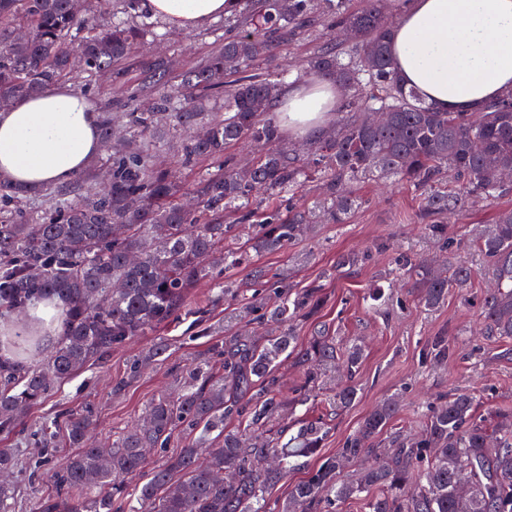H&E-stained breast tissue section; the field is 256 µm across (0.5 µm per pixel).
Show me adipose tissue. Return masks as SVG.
Listing matches in <instances>:
<instances>
[{
    "instance_id": "1",
    "label": "adipose tissue",
    "mask_w": 512,
    "mask_h": 512,
    "mask_svg": "<svg viewBox=\"0 0 512 512\" xmlns=\"http://www.w3.org/2000/svg\"><path fill=\"white\" fill-rule=\"evenodd\" d=\"M227 0H138L139 11L179 29L223 16ZM391 56L406 88L440 112H477L512 89V0H410L393 28ZM340 109L333 84L288 85L278 122L315 137ZM99 116L67 86L0 110V177L39 187L75 177L98 153Z\"/></svg>"
}]
</instances>
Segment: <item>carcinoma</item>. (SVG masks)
<instances>
[{
    "instance_id": "cac0c4a2",
    "label": "carcinoma",
    "mask_w": 512,
    "mask_h": 512,
    "mask_svg": "<svg viewBox=\"0 0 512 512\" xmlns=\"http://www.w3.org/2000/svg\"><path fill=\"white\" fill-rule=\"evenodd\" d=\"M380 0L361 8L352 0H233L224 14V46L182 75L174 105L166 64L142 67L133 94L153 96L150 108L131 112L132 132L144 135L154 116L168 112L174 125H196L202 100L224 92V119L206 125L184 145V163L219 162L198 176L195 202L188 206L168 173L156 168L147 148L112 156V173L102 188L82 183L54 192L42 215L0 208V314L42 300L64 311L56 346L29 365L0 359V432L13 430L21 414L43 402L54 384L100 361L112 348L170 322L185 310L189 293L211 286V303H224V339L215 340L186 370L175 396L153 400L142 421L117 436L110 448L93 447L91 412L64 416L74 452L54 458L44 445L43 465L51 493L33 512H267L266 495L295 457L314 458L327 435L325 423L300 424L286 437L288 403L277 393V371L290 360L307 392L338 368L356 373L362 349L339 352L336 337L320 326L306 343L295 327L317 318L328 302L325 281L334 272L365 265L369 254L344 252L336 264L304 288L288 276L255 266L247 277L228 273L255 256L287 249L308 227L347 223L366 203L354 186L394 178L418 196V216L428 235L448 248L449 215L471 201L507 192L502 172H512V91L482 111L438 112L406 89L393 68L392 28L380 17ZM319 26L351 41L320 45L307 68L328 77L349 97L336 129L316 143L306 161L281 145L265 114L279 97L276 78L255 73L299 32ZM153 23L117 19L98 27L73 10L71 0H0V100L21 99L71 77L72 48L92 73L123 76L122 64ZM386 115L384 122L376 113ZM242 140L260 147L247 168L226 150ZM317 181L320 199L298 203V193ZM38 192L0 178L6 205ZM482 272L495 288L482 303L485 333L512 338V210L500 212L477 239ZM443 276L417 267L405 254L396 270L414 279L418 303L440 307L448 289L471 284L475 271L448 264ZM168 345L154 344L127 365L121 390L146 363L165 360ZM448 339L431 340L430 356L448 363ZM354 384L336 388V410L354 403ZM399 411L383 401L327 457L296 483L277 512H329L336 502L364 498L365 512H512V409L494 411L493 425L476 417L472 393L453 388L426 408L417 436L395 432L388 448L373 440ZM180 451L152 469L148 480L128 490L125 477L142 470L152 448H165L175 432ZM373 464L345 480V463L363 455ZM0 512H15L14 488L0 482Z\"/></svg>"
}]
</instances>
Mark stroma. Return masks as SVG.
<instances>
[{
	"label": "stroma",
	"instance_id": "1",
	"mask_svg": "<svg viewBox=\"0 0 512 512\" xmlns=\"http://www.w3.org/2000/svg\"><path fill=\"white\" fill-rule=\"evenodd\" d=\"M155 32L156 39L145 40L134 49L124 80L91 77L80 68L71 76L70 87L87 86L88 97L100 113L110 115L115 131L124 129L121 104L129 97L143 64L162 60L174 73H184L218 49L224 21L217 18L191 32L161 23ZM335 37V32L327 29L301 36L278 49L268 61L256 65L255 70L285 81L302 78L310 52ZM186 137V132L163 116L147 145L154 163L170 170L188 188L199 172L215 169L217 163L201 160L195 166H185ZM358 192L367 202L351 215L348 223L315 225L307 239L284 252L256 260L258 266L271 272L288 274L291 282L301 288L318 278L324 268L333 266L338 254L369 248L374 251L369 265L337 272L326 283L331 299L320 314L321 322L334 331L340 342L361 341L364 355L356 373L359 391L353 406L331 412L329 391L324 388L318 390L314 401L296 410L299 418L320 419L327 424L329 433L321 450L325 457L336 454L363 418L393 395L398 396L400 408L394 424L411 434L420 430L423 407L454 386L474 393L477 412L482 416L497 407L512 405V360L502 359V342L480 333L485 280L478 276L465 290L449 289L444 304L427 311L412 293V279L397 273L390 249L398 246L410 251L419 263L433 265L445 257L476 269L483 265L482 255L470 247L443 252L441 243L427 236L418 216L416 193L408 185L384 179L360 185ZM504 209H512V193L476 203L464 219L448 218V234L458 239L470 238ZM304 254L309 257L305 263L300 260ZM191 324V315H182L114 348L101 362L59 382L55 392L32 407L14 432L0 433V448L13 449L23 463L16 481V512H30L33 503L47 491L43 470L27 469L28 463L38 457L42 428H50L56 450L68 451L67 432L57 416L87 409L95 420L99 438L111 442L113 434L137 419L152 399L174 391L186 369L206 351V338H193ZM433 336L447 337L455 350L447 365L436 366L424 357L425 344ZM159 341L169 345L167 359L146 368L121 392H114L128 362Z\"/></svg>",
	"mask_w": 512,
	"mask_h": 512
}]
</instances>
